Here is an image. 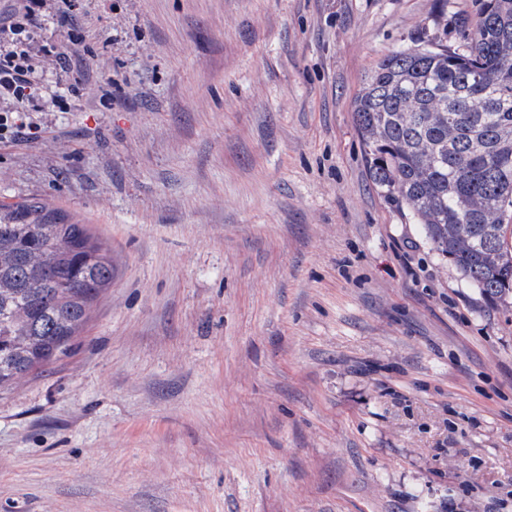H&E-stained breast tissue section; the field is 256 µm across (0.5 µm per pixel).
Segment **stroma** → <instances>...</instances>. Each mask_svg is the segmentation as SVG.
Here are the masks:
<instances>
[{
	"mask_svg": "<svg viewBox=\"0 0 512 512\" xmlns=\"http://www.w3.org/2000/svg\"><path fill=\"white\" fill-rule=\"evenodd\" d=\"M481 2L73 0L60 98L47 0L0 204L90 225L112 282L0 391V512H512V320L374 184L353 112ZM73 55L64 53L59 55L60 69L66 74H70L69 89L76 94L80 88L88 82L87 69L83 66L82 60L79 58L73 62Z\"/></svg>",
	"mask_w": 512,
	"mask_h": 512,
	"instance_id": "obj_1",
	"label": "stroma"
}]
</instances>
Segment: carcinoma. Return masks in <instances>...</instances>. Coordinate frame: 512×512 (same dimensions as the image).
I'll list each match as a JSON object with an SVG mask.
<instances>
[{"instance_id": "obj_1", "label": "carcinoma", "mask_w": 512, "mask_h": 512, "mask_svg": "<svg viewBox=\"0 0 512 512\" xmlns=\"http://www.w3.org/2000/svg\"><path fill=\"white\" fill-rule=\"evenodd\" d=\"M373 181L432 250L512 310V0H484L463 51L381 59L354 104ZM112 281L86 224L40 202L0 205V389L66 355Z\"/></svg>"}]
</instances>
